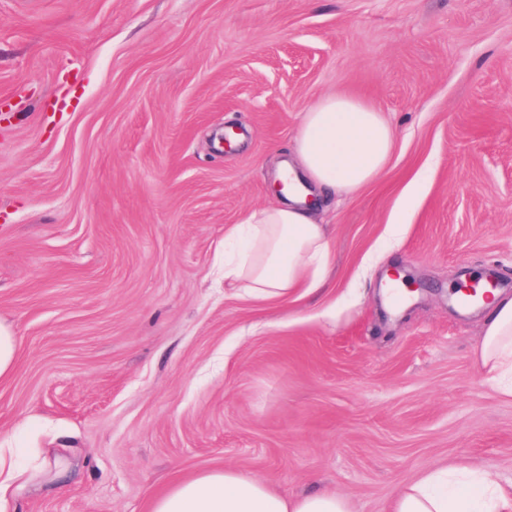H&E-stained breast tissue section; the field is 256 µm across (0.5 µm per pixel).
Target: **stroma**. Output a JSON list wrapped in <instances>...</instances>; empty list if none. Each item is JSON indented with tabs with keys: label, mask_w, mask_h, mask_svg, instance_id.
Segmentation results:
<instances>
[{
	"label": "stroma",
	"mask_w": 512,
	"mask_h": 512,
	"mask_svg": "<svg viewBox=\"0 0 512 512\" xmlns=\"http://www.w3.org/2000/svg\"><path fill=\"white\" fill-rule=\"evenodd\" d=\"M334 93L384 112L390 161L321 211L325 288L243 299L224 229ZM471 272L512 292V0H0V440L75 450L10 512H148L216 467L353 512L436 462L511 489L512 399L450 297ZM17 344L12 331L0 324V378L7 377L16 364Z\"/></svg>",
	"instance_id": "1"
}]
</instances>
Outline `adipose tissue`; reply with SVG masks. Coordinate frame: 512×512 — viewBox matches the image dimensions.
Here are the masks:
<instances>
[{
    "label": "adipose tissue",
    "instance_id": "adipose-tissue-1",
    "mask_svg": "<svg viewBox=\"0 0 512 512\" xmlns=\"http://www.w3.org/2000/svg\"><path fill=\"white\" fill-rule=\"evenodd\" d=\"M393 128L369 101L330 95L303 112L293 141V161L280 171L286 190L281 199L225 228L228 241L244 240L224 277L242 297L280 303L326 283L332 253L320 207L333 195L351 196L385 169L393 149ZM487 311L478 347L489 381L512 397V296L492 290L482 302ZM71 451L33 455L27 448L0 447V512L9 493L40 474L46 485L64 478ZM149 512H352L347 498L329 491L283 495L256 475L218 467L177 479L152 495ZM391 512H512V491L483 469L431 466L401 488Z\"/></svg>",
    "mask_w": 512,
    "mask_h": 512
}]
</instances>
